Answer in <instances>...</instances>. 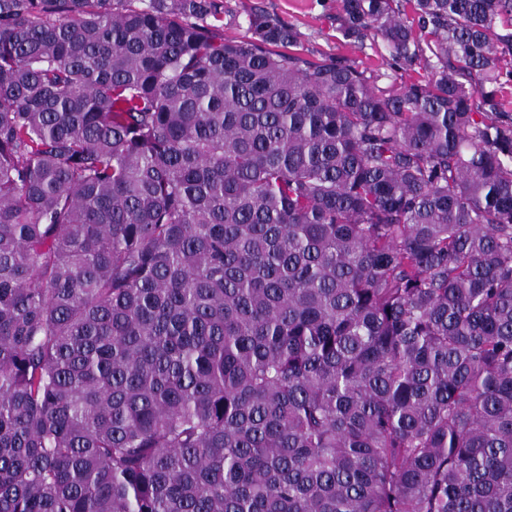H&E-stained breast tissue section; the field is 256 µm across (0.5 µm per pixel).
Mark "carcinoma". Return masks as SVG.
Listing matches in <instances>:
<instances>
[{
	"instance_id": "carcinoma-1",
	"label": "carcinoma",
	"mask_w": 512,
	"mask_h": 512,
	"mask_svg": "<svg viewBox=\"0 0 512 512\" xmlns=\"http://www.w3.org/2000/svg\"><path fill=\"white\" fill-rule=\"evenodd\" d=\"M0 0V512H512V0ZM224 3V38L243 40L249 36L248 15L262 12L293 26L300 33L301 53L309 59L342 57L355 61L360 68L378 67L393 75L381 55L386 52L366 39L361 44H348L336 32V16L340 0H219Z\"/></svg>"
}]
</instances>
